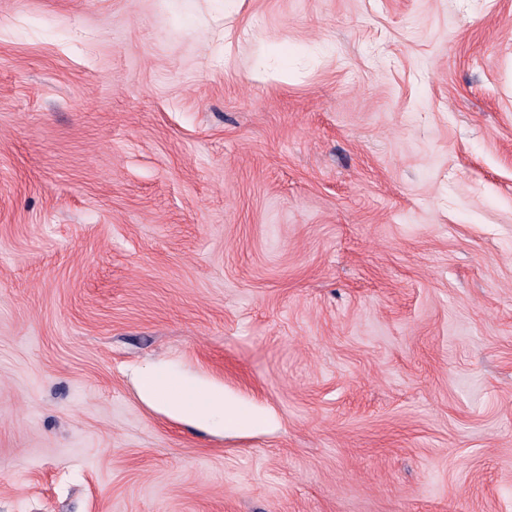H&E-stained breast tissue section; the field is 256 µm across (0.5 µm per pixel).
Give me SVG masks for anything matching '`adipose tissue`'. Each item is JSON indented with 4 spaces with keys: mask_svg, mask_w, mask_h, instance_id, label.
<instances>
[{
    "mask_svg": "<svg viewBox=\"0 0 512 512\" xmlns=\"http://www.w3.org/2000/svg\"><path fill=\"white\" fill-rule=\"evenodd\" d=\"M142 393L171 416L201 428L251 430L266 423L264 416L243 408L223 388L188 383L167 372L146 373Z\"/></svg>",
    "mask_w": 512,
    "mask_h": 512,
    "instance_id": "obj_1",
    "label": "adipose tissue"
}]
</instances>
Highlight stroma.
I'll list each match as a JSON object with an SVG mask.
<instances>
[{
	"mask_svg": "<svg viewBox=\"0 0 512 512\" xmlns=\"http://www.w3.org/2000/svg\"><path fill=\"white\" fill-rule=\"evenodd\" d=\"M0 512H512V0H0ZM142 394L171 416L200 428L251 430L266 424L264 416L243 408L224 388L187 383L167 372L146 373Z\"/></svg>",
	"mask_w": 512,
	"mask_h": 512,
	"instance_id": "1",
	"label": "stroma"
}]
</instances>
